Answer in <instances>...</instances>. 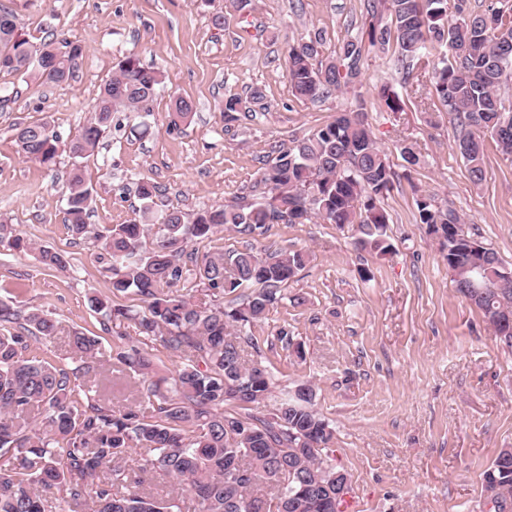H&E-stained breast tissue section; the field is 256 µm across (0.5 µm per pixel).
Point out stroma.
Here are the masks:
<instances>
[{
	"mask_svg": "<svg viewBox=\"0 0 512 512\" xmlns=\"http://www.w3.org/2000/svg\"><path fill=\"white\" fill-rule=\"evenodd\" d=\"M366 0H254L247 17L229 0H0L32 42L47 32L79 42L72 79L40 84L0 72V221L37 245L66 253L73 269H45L35 254L0 252V300L51 314L62 331L44 350L68 365L67 334L79 330L112 345L87 294L109 295L93 242L74 244L64 228L66 174L23 160L15 127L44 121L62 139L91 117L115 64L135 55L162 70L164 82L147 109L120 112L98 153L82 159L94 189L92 221L123 224L141 205L131 185L156 183L159 208L186 212L248 198L274 146L307 136L344 111L362 108L394 171L385 200L393 250H359L355 227L312 221L275 224L257 244L306 249L310 263L285 297L251 327L262 360L279 386L311 381L318 409L335 429L336 465L351 481L341 512H488L483 473L512 448V349L496 339L481 310L455 291L435 235L415 221V200L434 197L456 209L462 230L492 248L512 269V161L485 152L484 178L473 182L454 144L450 117L422 70L405 72L394 47L364 46L359 82L319 100L293 97L286 73L289 44L318 32L332 59L347 37L370 21ZM223 25H216V16ZM418 87L403 111L388 110L380 87ZM261 100H253V90ZM242 112L224 120V99ZM181 96L191 120L170 129L169 105ZM418 157L409 164L400 149ZM374 278L362 282L360 269ZM303 305H293V296ZM287 332L303 358L276 337Z\"/></svg>",
	"mask_w": 512,
	"mask_h": 512,
	"instance_id": "1",
	"label": "stroma"
}]
</instances>
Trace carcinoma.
<instances>
[{
  "instance_id": "carcinoma-1",
  "label": "carcinoma",
  "mask_w": 512,
  "mask_h": 512,
  "mask_svg": "<svg viewBox=\"0 0 512 512\" xmlns=\"http://www.w3.org/2000/svg\"><path fill=\"white\" fill-rule=\"evenodd\" d=\"M390 23L369 24L343 43L337 57L321 60L319 35L288 45V81L299 99L316 100L353 83L360 75L363 42L395 43L397 60L430 73L433 92L453 115L455 145L472 181L484 176L485 138L512 158V107L501 90L512 79V5L483 12L454 0H371ZM447 53L431 57L435 45ZM82 46L63 40L33 43L15 15L0 8V72L58 84L73 76ZM163 73L136 56L117 64L98 95L94 115L69 141L46 122L23 123L16 140L22 157L50 167L63 150L78 160L93 154L111 129L114 114L152 100ZM241 99L224 100V120L234 122ZM193 104L172 101L171 116L185 122ZM261 169L262 196L213 205L194 213L153 210L158 186L137 182L144 206L126 224L88 222L93 188L74 164L66 195L65 229L75 241L90 240L110 274L112 297L131 295L141 309L111 297L86 296L103 330L124 340L130 328L138 345L106 349L99 337L75 331L68 347L75 367L40 354L58 334V324L39 311L0 302V512H334L329 479L334 429L315 408L313 385L302 381L280 398L273 412L259 405L275 386L271 366L248 358L260 349L244 329L265 318L288 283L310 261L305 250L257 249L198 254L193 241L232 227L257 239L272 224H303L314 218L353 225L363 251L387 254L389 214L381 199L393 172L360 111L344 112L303 138H294ZM419 222L442 231L448 271L456 290L480 309L494 335L512 348V270L497 253L467 249L463 219L433 199L416 200ZM149 246H143L145 239ZM0 247L36 251L44 268L70 270L69 257L37 247L11 224H0ZM215 296L247 291L237 306L193 301L190 290ZM160 341L182 359L160 375L143 345ZM142 378L138 403L116 405L99 369ZM159 471L174 480L163 497L141 489L138 473ZM493 512H512V456L499 452L483 476Z\"/></svg>"
}]
</instances>
